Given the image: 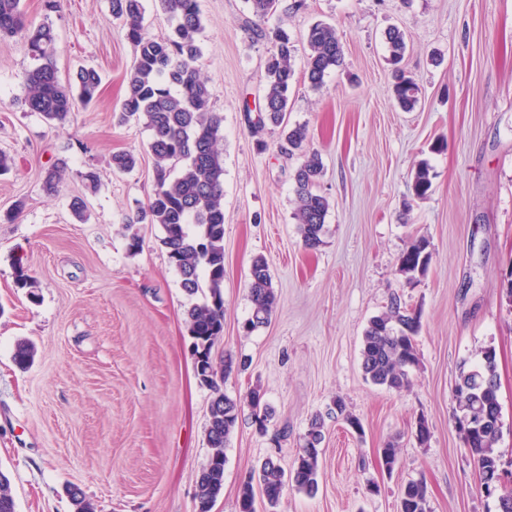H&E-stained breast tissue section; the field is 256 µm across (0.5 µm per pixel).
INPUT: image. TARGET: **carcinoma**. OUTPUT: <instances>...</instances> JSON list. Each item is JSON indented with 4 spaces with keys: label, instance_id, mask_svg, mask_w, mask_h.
I'll list each match as a JSON object with an SVG mask.
<instances>
[{
    "label": "carcinoma",
    "instance_id": "cac0c4a2",
    "mask_svg": "<svg viewBox=\"0 0 512 512\" xmlns=\"http://www.w3.org/2000/svg\"><path fill=\"white\" fill-rule=\"evenodd\" d=\"M278 0H247L250 16L244 24L269 44L263 103L252 130L267 125L281 127L288 112L289 94L296 82L292 59L295 44L286 29L267 25L277 9ZM171 26L165 38L149 36L144 28L143 0H110L112 18L119 22L123 37L136 50L127 72L128 93L122 119L144 121L151 132L149 151L154 158V188L142 218L163 230L160 244L169 262L180 276L183 292L202 301L186 310L185 322L197 358L194 370L200 382L212 391L208 408L206 439L211 449L207 464L196 482L198 512H211L224 491V450L238 420V401L224 393V378L233 370L229 362L219 368L213 357L218 339L224 332V153L222 120L210 109V90L197 66L201 55L198 35L202 28L200 0H161ZM0 35L21 36L35 61L23 78L25 104L50 124H63L73 112L76 99L91 101L98 93L101 77L93 68H81L74 81L64 83L54 63L56 36L48 25L31 26L21 0H0ZM392 61L399 64L406 50L404 34L388 30ZM304 40L307 45L303 78L311 87L320 88L325 78L343 63V47L336 29L326 23L310 26ZM397 105L414 109L418 102L416 80L401 71L391 88ZM284 150L299 154L301 163L294 173L295 219L304 245L315 249L322 243L328 199L316 191L324 166L320 154L306 147V127L297 125L282 130ZM138 157L131 152L112 155V167L120 172L133 170ZM62 166L53 164L44 172L43 187L53 194L59 191ZM432 186L430 168L420 164L412 184L413 194L422 197ZM432 260L429 242L413 240L399 257V272L407 281L424 274ZM251 316L244 324L248 331L267 324L276 306L277 296L267 262L257 257L250 269ZM420 316L401 308L392 298L389 309L368 321L361 340V366L366 380L390 392L410 386V370L418 364L416 336ZM482 361L460 373L454 390L455 420L464 448L485 485L505 471L499 449L502 436V407L498 397L495 352L481 351ZM256 429L264 432L272 416L264 394L254 389L248 395ZM324 423L315 417L304 438L300 453L289 473H284L276 456L267 457L259 471L249 472L238 490L239 512H257L261 499L267 512H274L286 482L312 494L318 488L320 445ZM381 461L388 472L399 460V448L393 442L380 449ZM75 512H92L91 504L77 486L66 488ZM0 512H16L9 479L0 475ZM400 512H427L426 489L419 481L401 487Z\"/></svg>",
    "mask_w": 512,
    "mask_h": 512
}]
</instances>
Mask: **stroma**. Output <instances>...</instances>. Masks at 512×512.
<instances>
[{
  "instance_id": "1",
  "label": "stroma",
  "mask_w": 512,
  "mask_h": 512,
  "mask_svg": "<svg viewBox=\"0 0 512 512\" xmlns=\"http://www.w3.org/2000/svg\"><path fill=\"white\" fill-rule=\"evenodd\" d=\"M280 3L270 25L299 42L313 22H327L344 50L322 88L297 81L287 114L289 125L306 126L324 164L318 191L330 207L314 250L294 219L298 156L281 151L278 130L255 134L247 121L246 106L264 94L268 45L243 24L246 0H200L198 66L224 129V335L214 354L248 362L224 380L242 405L212 512H238L241 479L266 457L291 468L318 415V489L286 486L276 512H399L410 480L424 483L428 512H496L459 437L453 389L481 350L494 348L499 448L512 452V305L500 293L512 266V0ZM22 6L30 24L54 29L61 80L86 66L102 83L96 102L55 128L23 103L33 65L24 40L0 36V151L13 160L0 176V472L17 512H74L70 484L95 512H196L211 392L194 372L191 301L162 230L139 218L153 190L150 133L114 118L135 48L109 0ZM392 26L405 34L402 65L420 87L411 112L389 91ZM119 151L138 156L133 171H113ZM60 160V191L46 195L44 171ZM422 161L432 187L419 198L411 184ZM90 169L99 176L93 190L82 178ZM77 197L88 221L71 211ZM418 238L429 241L432 261L410 284L398 258ZM258 256L277 306L248 333ZM21 272L35 290L19 287ZM394 294L421 317L419 363L401 393L366 381L360 355L367 322ZM23 342L35 348L24 367L14 360ZM255 387L272 409L263 434L245 401ZM339 399L361 431L329 417ZM421 418L430 428L423 445ZM390 441L399 464L389 472L379 450Z\"/></svg>"
}]
</instances>
